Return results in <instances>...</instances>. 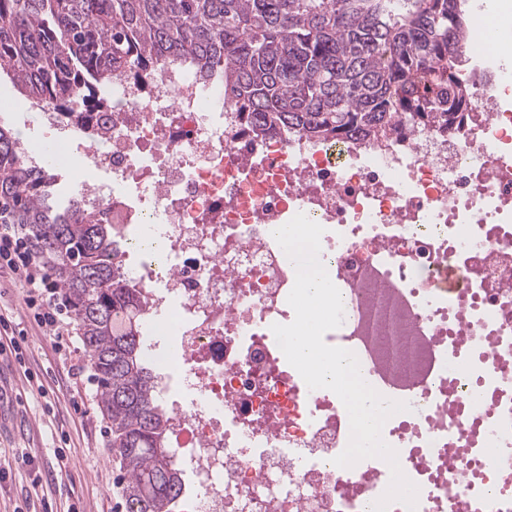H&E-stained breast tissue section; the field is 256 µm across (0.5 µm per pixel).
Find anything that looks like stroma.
<instances>
[{"label": "stroma", "instance_id": "1", "mask_svg": "<svg viewBox=\"0 0 512 512\" xmlns=\"http://www.w3.org/2000/svg\"><path fill=\"white\" fill-rule=\"evenodd\" d=\"M16 88L0 74V125L20 132L25 144L42 142L33 112H15L7 101ZM0 449H26L42 471L37 496L27 497L31 470L13 471L0 494V512H124L119 463L109 445L93 379H69L50 342L29 330L22 358L0 359Z\"/></svg>", "mask_w": 512, "mask_h": 512}]
</instances>
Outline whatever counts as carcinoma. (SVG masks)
Wrapping results in <instances>:
<instances>
[{"label": "carcinoma", "mask_w": 512, "mask_h": 512, "mask_svg": "<svg viewBox=\"0 0 512 512\" xmlns=\"http://www.w3.org/2000/svg\"><path fill=\"white\" fill-rule=\"evenodd\" d=\"M466 0H0V70L26 99L84 110L113 73L189 59L224 80L253 136L386 132L399 116L462 125ZM0 126V220L23 224L78 322L120 460L125 512H176L185 477L143 352V296L100 210L59 200L55 169Z\"/></svg>", "instance_id": "1"}]
</instances>
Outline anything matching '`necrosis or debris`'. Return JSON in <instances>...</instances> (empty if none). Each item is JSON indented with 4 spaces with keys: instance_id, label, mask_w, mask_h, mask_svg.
I'll return each mask as SVG.
<instances>
[{
    "instance_id": "necrosis-or-debris-1",
    "label": "necrosis or debris",
    "mask_w": 512,
    "mask_h": 512,
    "mask_svg": "<svg viewBox=\"0 0 512 512\" xmlns=\"http://www.w3.org/2000/svg\"><path fill=\"white\" fill-rule=\"evenodd\" d=\"M476 102L461 131L402 123L377 138H254L223 82L186 65L112 76L90 112L31 104L111 183L74 180L107 210L147 307L145 356L179 374L165 398L192 492L184 512H370L391 471L342 468L348 413L309 389L271 330L295 314L296 268L272 228L304 214L339 289L352 351L383 397L408 403L382 438L418 488L412 512H512V70L473 40ZM179 352L171 354L167 336Z\"/></svg>"
}]
</instances>
